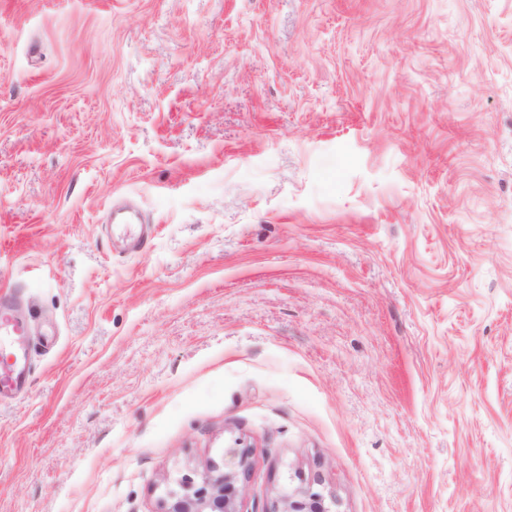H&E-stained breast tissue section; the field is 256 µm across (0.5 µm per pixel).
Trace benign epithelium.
I'll return each mask as SVG.
<instances>
[{"mask_svg":"<svg viewBox=\"0 0 512 512\" xmlns=\"http://www.w3.org/2000/svg\"><path fill=\"white\" fill-rule=\"evenodd\" d=\"M251 450L235 442L223 449L221 461L209 460L199 468L169 479L161 512H240L242 481L251 470ZM334 497L312 484L280 486L263 512H334Z\"/></svg>","mask_w":512,"mask_h":512,"instance_id":"obj_1","label":"benign epithelium"}]
</instances>
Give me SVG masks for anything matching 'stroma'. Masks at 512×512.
I'll use <instances>...</instances> for the list:
<instances>
[{
	"mask_svg": "<svg viewBox=\"0 0 512 512\" xmlns=\"http://www.w3.org/2000/svg\"><path fill=\"white\" fill-rule=\"evenodd\" d=\"M0 512H512V0H0ZM11 299L9 293L0 295V335L4 336L3 341L1 338L0 353L9 359L7 365L0 369V397L22 390L28 376L26 359L15 348L25 340L27 326L15 316ZM236 441L223 449L221 461L209 460L200 468L169 479L161 512H241L242 481L252 466L251 450ZM335 504L334 497L328 498L310 483L292 486L288 482L276 490L270 505L262 512H335L332 510Z\"/></svg>",
	"mask_w": 512,
	"mask_h": 512,
	"instance_id": "obj_1",
	"label": "stroma"
}]
</instances>
